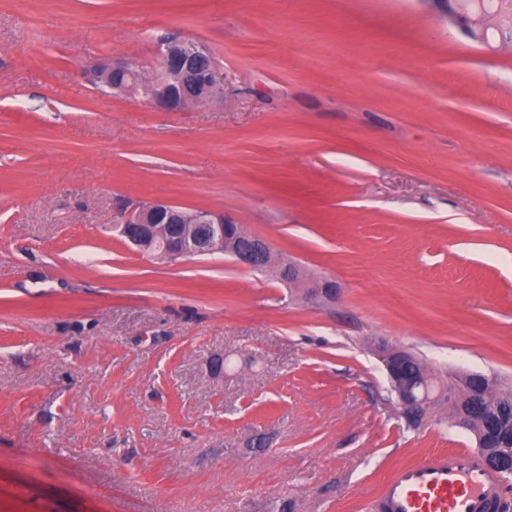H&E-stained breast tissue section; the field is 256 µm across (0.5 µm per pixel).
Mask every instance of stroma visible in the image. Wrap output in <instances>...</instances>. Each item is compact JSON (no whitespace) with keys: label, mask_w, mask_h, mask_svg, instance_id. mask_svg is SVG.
Segmentation results:
<instances>
[{"label":"stroma","mask_w":512,"mask_h":512,"mask_svg":"<svg viewBox=\"0 0 512 512\" xmlns=\"http://www.w3.org/2000/svg\"><path fill=\"white\" fill-rule=\"evenodd\" d=\"M170 38L224 99L98 91ZM224 213L336 280L128 248L123 210ZM512 387V38L420 0H0V512H365L473 448L408 427L373 352ZM264 437L265 447L253 445Z\"/></svg>","instance_id":"35a3bbf8"}]
</instances>
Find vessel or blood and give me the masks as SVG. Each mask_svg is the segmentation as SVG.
<instances>
[{
	"mask_svg": "<svg viewBox=\"0 0 512 512\" xmlns=\"http://www.w3.org/2000/svg\"><path fill=\"white\" fill-rule=\"evenodd\" d=\"M504 479L473 451L432 452L385 478L368 512H500Z\"/></svg>",
	"mask_w": 512,
	"mask_h": 512,
	"instance_id": "vessel-or-blood-1",
	"label": "vessel or blood"
}]
</instances>
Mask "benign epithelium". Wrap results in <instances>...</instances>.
<instances>
[{
  "mask_svg": "<svg viewBox=\"0 0 512 512\" xmlns=\"http://www.w3.org/2000/svg\"><path fill=\"white\" fill-rule=\"evenodd\" d=\"M437 15L452 20L471 37L479 36L488 24V17L476 15L456 6L457 0H421ZM136 73L126 63L97 65L88 72L90 81L110 80L112 90L119 93L143 92L153 98L156 105L166 110H183L191 106L220 102L224 98V75L210 51L190 40H171L159 51V69L150 80L143 77L132 83L126 79ZM232 223L222 213L198 211L185 214L180 206L153 200L146 206L124 212L118 219L121 233L133 246L145 250L155 241L163 243L158 256L162 259L210 256L224 254L238 265L250 269H273L285 284L301 289L303 299L312 303L333 302L339 295L338 283L327 277H305L302 267L291 260L277 258L270 242L260 236L239 232L238 236L251 240L248 247L237 245L236 238L228 236L226 225ZM380 350L379 359L393 380V368L406 356L407 351L381 339L374 343ZM435 377L428 376L421 391L397 394L398 407L404 418H426L432 400ZM503 435L492 425L484 426L478 439L481 448H496Z\"/></svg>",
  "mask_w": 512,
  "mask_h": 512,
  "instance_id": "benign-epithelium-1",
  "label": "benign epithelium"
}]
</instances>
